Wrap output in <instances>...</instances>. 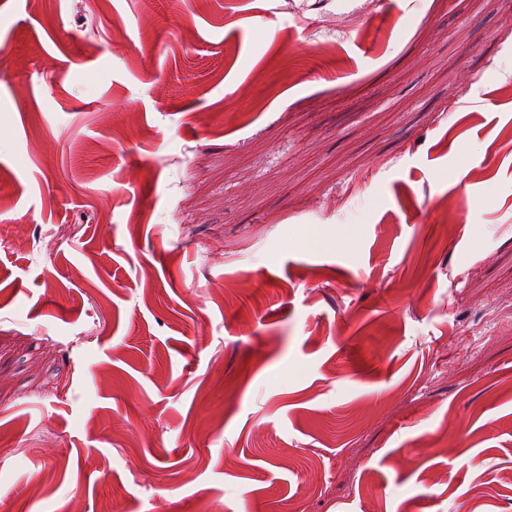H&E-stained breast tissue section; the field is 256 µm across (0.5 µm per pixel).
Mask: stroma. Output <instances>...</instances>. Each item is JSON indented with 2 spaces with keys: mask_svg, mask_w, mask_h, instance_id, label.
Returning <instances> with one entry per match:
<instances>
[{
  "mask_svg": "<svg viewBox=\"0 0 512 512\" xmlns=\"http://www.w3.org/2000/svg\"><path fill=\"white\" fill-rule=\"evenodd\" d=\"M512 0H0V512H512Z\"/></svg>",
  "mask_w": 512,
  "mask_h": 512,
  "instance_id": "35a3bbf8",
  "label": "stroma"
}]
</instances>
